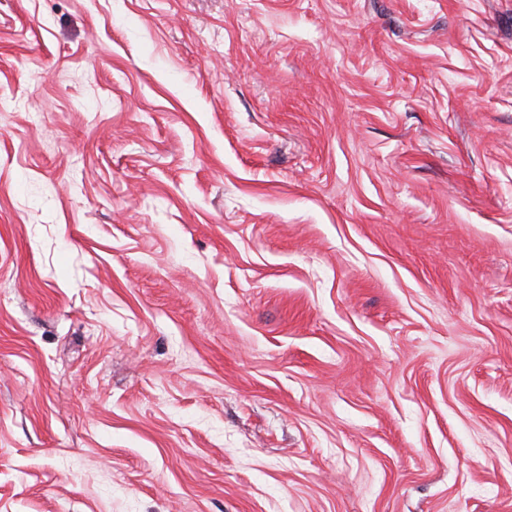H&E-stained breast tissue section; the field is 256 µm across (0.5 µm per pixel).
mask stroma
<instances>
[{"label": "stroma", "instance_id": "stroma-1", "mask_svg": "<svg viewBox=\"0 0 512 512\" xmlns=\"http://www.w3.org/2000/svg\"><path fill=\"white\" fill-rule=\"evenodd\" d=\"M0 512H512V0H0Z\"/></svg>", "mask_w": 512, "mask_h": 512}]
</instances>
